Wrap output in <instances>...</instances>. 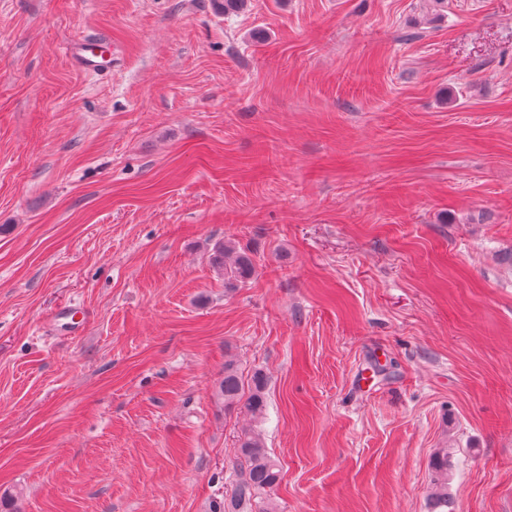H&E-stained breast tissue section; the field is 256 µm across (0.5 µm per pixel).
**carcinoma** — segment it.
<instances>
[{"instance_id":"carcinoma-1","label":"carcinoma","mask_w":512,"mask_h":512,"mask_svg":"<svg viewBox=\"0 0 512 512\" xmlns=\"http://www.w3.org/2000/svg\"><path fill=\"white\" fill-rule=\"evenodd\" d=\"M213 262L224 268V279L245 282L255 271L250 254L224 242L215 246ZM266 377L255 370L249 379L231 362L224 363V378L219 392L227 411L240 409L254 419L263 417L266 410ZM241 459L238 481L228 497L213 501L211 512H255L253 505L261 495L273 490L281 474L276 460L265 447L260 435L250 429L241 432L237 439ZM431 512H448V449L441 448L435 455L430 494Z\"/></svg>"}]
</instances>
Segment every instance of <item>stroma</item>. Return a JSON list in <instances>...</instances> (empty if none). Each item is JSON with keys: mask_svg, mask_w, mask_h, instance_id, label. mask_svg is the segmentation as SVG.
Here are the masks:
<instances>
[{"mask_svg": "<svg viewBox=\"0 0 512 512\" xmlns=\"http://www.w3.org/2000/svg\"><path fill=\"white\" fill-rule=\"evenodd\" d=\"M511 251L512 0H0L18 512H210L245 428L274 512H512ZM212 260L217 266L224 268V281L227 280L228 283L245 282L255 271L253 260L246 250L237 249L224 242L215 246ZM266 385V377L261 370L253 371L245 382L234 364L225 362L224 378L219 385L225 411L244 409L253 419L262 418L267 404ZM430 494L431 512L448 511V451L439 449L435 455Z\"/></svg>", "mask_w": 512, "mask_h": 512, "instance_id": "35a3bbf8", "label": "stroma"}]
</instances>
